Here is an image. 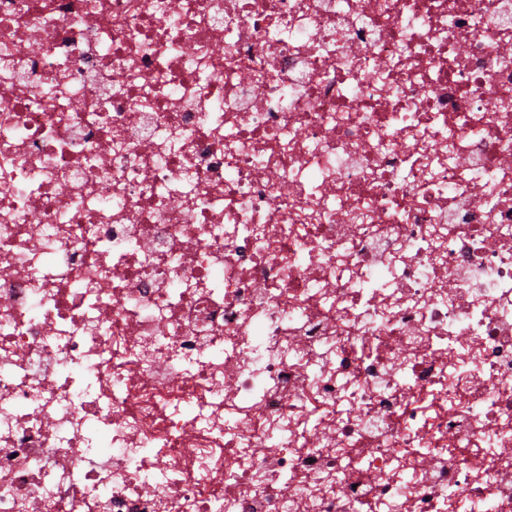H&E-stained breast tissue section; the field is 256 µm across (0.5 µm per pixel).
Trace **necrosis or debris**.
<instances>
[{
    "label": "necrosis or debris",
    "mask_w": 512,
    "mask_h": 512,
    "mask_svg": "<svg viewBox=\"0 0 512 512\" xmlns=\"http://www.w3.org/2000/svg\"><path fill=\"white\" fill-rule=\"evenodd\" d=\"M512 0H0V512H512Z\"/></svg>",
    "instance_id": "necrosis-or-debris-1"
}]
</instances>
